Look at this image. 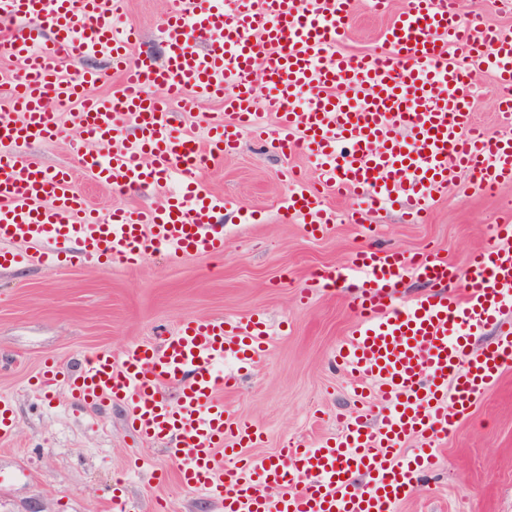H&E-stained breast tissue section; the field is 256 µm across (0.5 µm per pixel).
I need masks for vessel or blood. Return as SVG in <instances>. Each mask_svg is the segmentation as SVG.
<instances>
[{"label":"vessel or blood","mask_w":512,"mask_h":512,"mask_svg":"<svg viewBox=\"0 0 512 512\" xmlns=\"http://www.w3.org/2000/svg\"><path fill=\"white\" fill-rule=\"evenodd\" d=\"M127 4L0 0V50L17 67L13 110L0 114L2 264L133 266L162 248L176 257L222 255L227 202L199 177L249 135L276 153L315 158L317 183L288 171L284 202L313 237L332 221L330 195L354 199L364 218L401 201L415 223L458 173L474 189L512 184V134L477 125L469 81L488 70L512 84V28L463 18L458 0H409L383 32L382 55L357 58L337 49L356 0H177L159 28L160 61L130 54L141 33L119 25ZM97 59L122 77L106 100L88 93L102 79L89 66ZM73 60L86 68L68 70ZM258 67L270 88L262 100L252 79ZM206 99L223 100V112L180 124V113ZM62 106L81 131L87 178L115 190L160 189L162 203L115 206L103 217L71 171L24 159L22 146L56 136ZM409 275L427 289L404 298L398 287ZM340 282L356 290L358 322L337 345L336 363L355 382L359 407L322 444L242 453L259 435L248 421L230 420L223 393L266 351L270 332L259 317L189 319L162 341L91 355L71 374L48 365L37 384L67 385L87 403H122L137 436L169 441L181 483L222 512H395L430 471L437 441L512 367L504 318L512 225H497L463 271L431 253L363 250L313 277L303 294ZM490 325L496 342L473 347ZM168 386L176 399L165 396ZM379 400L386 413L371 415ZM414 440L422 451L403 455Z\"/></svg>","instance_id":"vessel-or-blood-1"}]
</instances>
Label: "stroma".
Here are the masks:
<instances>
[{"instance_id": "35a3bbf8", "label": "stroma", "mask_w": 512, "mask_h": 512, "mask_svg": "<svg viewBox=\"0 0 512 512\" xmlns=\"http://www.w3.org/2000/svg\"><path fill=\"white\" fill-rule=\"evenodd\" d=\"M174 5L130 0L124 22L141 32V50L161 54L158 27ZM388 21L360 0L342 52L381 53ZM495 85L490 72L478 73L473 84L475 118L492 134L501 130ZM77 136L66 121L53 143L23 147L21 154L75 172L83 196L101 211L160 204L152 188L118 191L87 179L71 149ZM287 167L314 170L306 154L284 158L248 137L201 175L206 187L232 202L224 216L223 256L158 252L134 268L76 261L0 267V398L10 403L16 424L13 437L0 442V471L14 475L0 483V512H113L116 494L129 512H154L160 503L167 512H219L203 493L180 484L166 443L132 437L121 404L83 403L63 387L34 391L45 360L72 370L98 351L160 340L189 318L258 314L273 335L269 352L242 370L238 388L224 395L229 413L262 433L252 455L275 454L292 439L331 437L337 415L354 407L353 384L335 355L355 319L347 288L319 292L304 304L299 294L306 282L365 246L409 257L431 251L466 268L469 254L491 242L512 202V185L468 191L461 175L423 223H406L393 206L361 225L350 201L332 198L335 221L314 238L281 208L288 187L280 173ZM396 512H512V368L449 432L434 468Z\"/></svg>"}]
</instances>
